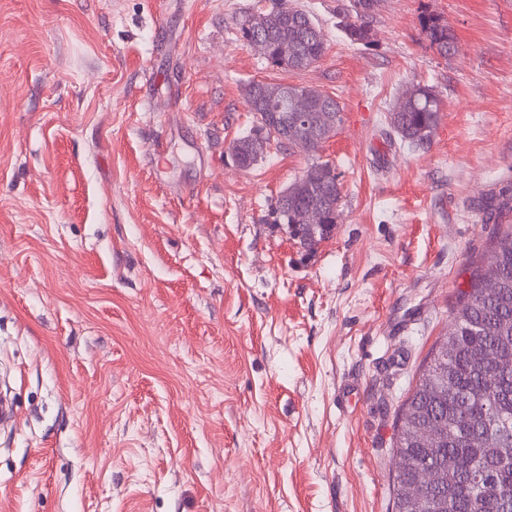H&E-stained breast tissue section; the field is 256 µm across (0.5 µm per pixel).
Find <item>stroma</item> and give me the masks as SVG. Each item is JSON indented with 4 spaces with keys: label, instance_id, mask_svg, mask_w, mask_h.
Segmentation results:
<instances>
[{
    "label": "stroma",
    "instance_id": "35a3bbf8",
    "mask_svg": "<svg viewBox=\"0 0 512 512\" xmlns=\"http://www.w3.org/2000/svg\"><path fill=\"white\" fill-rule=\"evenodd\" d=\"M290 3L305 70L240 39L273 0H0V512H394L404 404L512 224V0H381L366 46L349 0ZM251 81L336 98L335 136L238 167ZM418 82L424 150L387 124ZM316 159L308 253L270 213ZM372 0H352L343 12L341 30L352 43L369 45L371 37ZM423 27L426 36L433 48L441 57H448V54L455 51L456 42L454 37L448 36V26L440 21V19L428 16L423 21ZM452 40V41H450ZM440 112L441 100L433 87L416 83L398 97L388 122L401 144L424 149L432 143ZM313 163L316 164L306 170L316 168V176L303 181L301 175L300 183L298 178L295 179L282 192L274 210L276 224H286L290 236L298 237L306 252L314 251L320 242L332 234L331 228L339 224L341 216V183L336 166L329 162ZM309 211L318 212L321 223L300 228L297 235H294L292 225L304 224L300 219Z\"/></svg>",
    "mask_w": 512,
    "mask_h": 512
}]
</instances>
